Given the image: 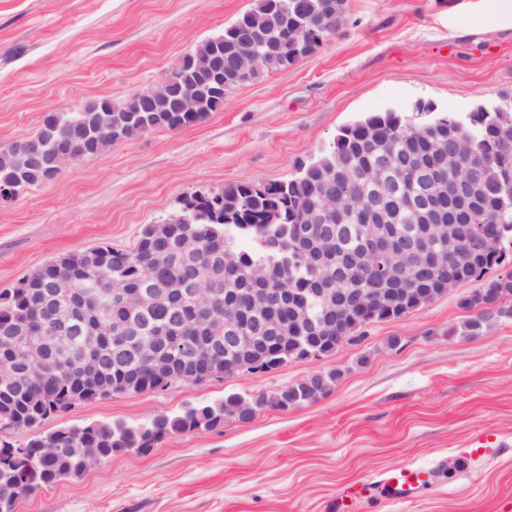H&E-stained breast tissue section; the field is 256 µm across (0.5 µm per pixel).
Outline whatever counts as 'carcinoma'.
<instances>
[{"label": "carcinoma", "mask_w": 512, "mask_h": 512, "mask_svg": "<svg viewBox=\"0 0 512 512\" xmlns=\"http://www.w3.org/2000/svg\"><path fill=\"white\" fill-rule=\"evenodd\" d=\"M345 15L346 0H257L254 8L225 26L223 33L199 43L171 68L182 90L206 84L208 92L201 98L200 111H177L174 94L166 86L137 91L121 104L102 98L68 116L50 112L34 136L0 145V193L7 191L15 197L53 179L56 169L52 159L59 148L69 149L79 160L94 155L92 131L125 141L147 130L187 128L204 121L224 106V91L235 87L229 81L219 90L213 80L191 65L193 57L214 55L217 41L224 44L226 61L243 48L263 55L264 66L247 78L251 84L315 53L329 37L320 23H330L337 29ZM132 105L138 111H127ZM451 137L468 141V156L443 172V186L451 185L471 167L480 172L478 211L468 222L457 225L467 254L458 262L450 260L446 265L410 272L401 283L408 294L394 296L378 306L374 316L352 322L347 335L355 339L361 336V328L372 322L400 318L453 288L481 280V290L459 301L466 311L478 309L462 322V332L480 336L494 319L512 316V309L501 307L503 299L512 297V271L486 278L506 261L507 249L512 247V98L489 107L479 105L465 120L446 116L413 124L394 111L367 116L342 127L324 152L295 179L258 186L237 182L215 192L196 193L163 222L146 225L130 251L99 245L49 260L16 287L0 293V349L9 347L5 337L32 315L37 294L50 287L57 275L71 273L75 276L74 287L91 292L82 324L84 333L94 334L105 316L116 324L133 322L145 335L159 323H178L179 336L202 357L213 359V375L221 378L224 361L233 357V351L222 346L210 349L208 332L194 325L190 283L215 271L224 272V257L235 256L244 270L259 266L268 271L273 288L310 287L313 270L300 258L302 245L295 238V225L309 224L315 234L321 229L335 231L344 250L358 251L366 226L373 224L367 218L366 207L381 194L369 173L389 161L396 171L386 174L394 194L386 205L385 227L419 235L423 219L408 199L419 196L423 189L426 173L420 155L448 148ZM184 233L200 242L197 255L190 260L178 248ZM145 267L153 269L154 287L171 289V296L163 305L150 304L130 315L111 303L100 275L105 271L130 288H145L141 277ZM381 270L382 266H377L364 281L333 273L328 285L332 289L365 288L379 279ZM243 287L241 274L230 280H212L216 319L235 318L226 308L225 299ZM304 304L307 319L303 326L295 325L289 314H283L288 320V339L275 362H262L247 371H269L292 360L330 354L319 342L329 316L323 297L308 294ZM337 377L336 371L318 373L253 399L230 394L214 404L159 415L142 426L91 423L34 438L25 447H54L63 452L48 458L32 454L16 467L0 465V512H15L20 500L27 497L26 487L38 490L83 475L93 467L84 453L86 448L97 449L100 460L105 461L121 452L146 451L170 434L213 430L228 419L248 423L263 407L287 411L318 401L329 393ZM179 383L176 376L159 379L143 370L132 383L117 385V392L131 388L140 393L164 391ZM22 384L26 387L22 392L0 387V422L11 424L14 431L34 428L53 415L98 399L78 376L66 377L56 370L43 377L25 378Z\"/></svg>", "instance_id": "obj_1"}]
</instances>
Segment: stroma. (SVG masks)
Returning a JSON list of instances; mask_svg holds the SVG:
<instances>
[{"mask_svg":"<svg viewBox=\"0 0 512 512\" xmlns=\"http://www.w3.org/2000/svg\"><path fill=\"white\" fill-rule=\"evenodd\" d=\"M255 0H0V145L50 111L125 102ZM512 95V0H347L343 25L311 56L228 92L188 129L149 130L52 181L0 200V291L46 261L98 245L133 249L186 197L287 181L339 130L375 113L466 117ZM455 289L365 327L332 355L165 391L76 405L15 443L89 423L146 424L237 393L271 394L312 374L340 377L319 401L261 409L247 424L171 434L20 501L16 512H327L358 481L397 465L434 472L408 502L351 512H512V318L478 337ZM398 338L390 347V338ZM486 433L499 452L467 456Z\"/></svg>","mask_w":512,"mask_h":512,"instance_id":"1","label":"stroma"}]
</instances>
